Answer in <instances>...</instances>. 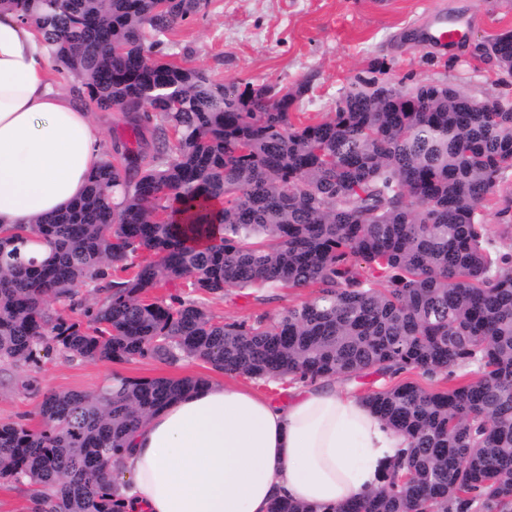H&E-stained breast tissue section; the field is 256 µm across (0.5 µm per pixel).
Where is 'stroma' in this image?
<instances>
[{
    "label": "stroma",
    "mask_w": 512,
    "mask_h": 512,
    "mask_svg": "<svg viewBox=\"0 0 512 512\" xmlns=\"http://www.w3.org/2000/svg\"><path fill=\"white\" fill-rule=\"evenodd\" d=\"M437 4L451 17L470 13L472 0H209L197 15L167 37L174 61L191 60L221 82L275 87L310 79L298 120L311 124L330 116L372 60L385 61L404 84L444 83L477 100L512 101V76L480 55L490 34L512 28V0L490 4L470 24L466 39L447 52L423 39L425 8ZM264 305L249 290L230 288L206 297L217 317L240 320L260 312L275 319L286 308L309 300L311 289H273ZM121 375L211 377L205 364L169 365L154 359L68 362L56 354L39 366L0 363V422L32 418L48 391H93Z\"/></svg>",
    "instance_id": "stroma-1"
}]
</instances>
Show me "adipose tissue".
<instances>
[{
    "instance_id": "adipose-tissue-1",
    "label": "adipose tissue",
    "mask_w": 512,
    "mask_h": 512,
    "mask_svg": "<svg viewBox=\"0 0 512 512\" xmlns=\"http://www.w3.org/2000/svg\"><path fill=\"white\" fill-rule=\"evenodd\" d=\"M103 139L70 90L51 81L35 25L0 8V227L30 226L85 191ZM289 399L208 380L160 408L112 463L123 512H317L377 488L405 447L360 396L298 383Z\"/></svg>"
}]
</instances>
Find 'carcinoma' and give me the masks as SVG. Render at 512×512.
I'll use <instances>...</instances> for the list:
<instances>
[{"instance_id":"carcinoma-1","label":"carcinoma","mask_w":512,"mask_h":512,"mask_svg":"<svg viewBox=\"0 0 512 512\" xmlns=\"http://www.w3.org/2000/svg\"><path fill=\"white\" fill-rule=\"evenodd\" d=\"M207 4L0 0L37 24L81 101L120 108L137 142L154 140L150 154L113 147L83 197L32 226L41 259L0 235V361L200 360L279 384L443 376L366 396L410 448L335 512H512V254L479 213L512 168V112L448 84L406 89L374 60L331 116L298 126L310 80L218 82L166 60V33ZM484 51L512 74L511 28ZM174 281L185 291L149 299ZM227 288L315 294L273 322L224 321L202 296ZM202 382L115 376L47 393L38 426L0 423V480L41 497L32 512H119L112 458Z\"/></svg>"}]
</instances>
